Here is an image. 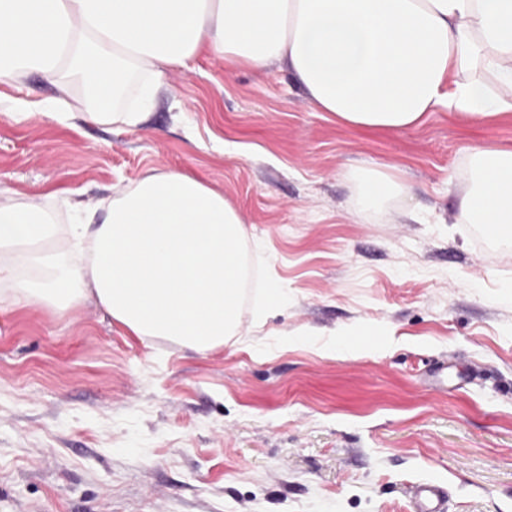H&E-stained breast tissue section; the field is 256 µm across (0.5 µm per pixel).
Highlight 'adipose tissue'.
Returning <instances> with one entry per match:
<instances>
[{"mask_svg":"<svg viewBox=\"0 0 512 512\" xmlns=\"http://www.w3.org/2000/svg\"><path fill=\"white\" fill-rule=\"evenodd\" d=\"M205 52L286 64L315 111L354 127L512 114V0H0V85L39 74L70 120L142 127L168 73ZM463 177L461 218L512 227V151L473 148ZM352 181L363 212L413 195L369 167ZM105 210L93 227L1 188L0 306L91 302L198 353L239 335L247 232L222 193L150 170Z\"/></svg>","mask_w":512,"mask_h":512,"instance_id":"1","label":"adipose tissue"}]
</instances>
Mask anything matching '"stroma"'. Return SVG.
<instances>
[{
  "mask_svg": "<svg viewBox=\"0 0 512 512\" xmlns=\"http://www.w3.org/2000/svg\"><path fill=\"white\" fill-rule=\"evenodd\" d=\"M0 103V188L109 200L151 169L195 176L246 221L242 332L199 354L87 304L0 308V512H512V256L457 221L472 147L512 150V117L442 109L400 131L314 111L286 66L170 74L133 131ZM406 179L354 202L351 171ZM274 283L284 306L259 314ZM363 328L365 347L335 346ZM351 178L356 207L363 212H380L391 200H407L413 196V188L407 181L373 168L356 169ZM444 490L436 483L423 482L415 486L410 512H446Z\"/></svg>",
  "mask_w": 512,
  "mask_h": 512,
  "instance_id": "35a3bbf8",
  "label": "stroma"
}]
</instances>
